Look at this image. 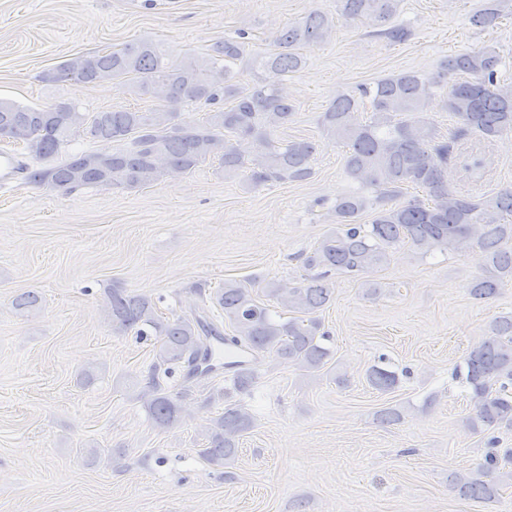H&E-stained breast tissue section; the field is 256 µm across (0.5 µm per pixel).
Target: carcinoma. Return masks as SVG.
<instances>
[{
	"instance_id": "1",
	"label": "carcinoma",
	"mask_w": 512,
	"mask_h": 512,
	"mask_svg": "<svg viewBox=\"0 0 512 512\" xmlns=\"http://www.w3.org/2000/svg\"><path fill=\"white\" fill-rule=\"evenodd\" d=\"M342 14L375 27V34L391 42L406 40L407 29L389 24L397 0H341ZM498 9L488 6L473 16L480 28L496 25ZM335 22L323 13L285 26L275 37L278 51L247 57L246 33L215 43L209 53L176 56L153 41H137L116 50H97L70 58L45 75L49 82L102 81L129 86L137 95L155 100V108L82 112L71 102L21 105L0 99V128L16 126L29 136L26 149L41 159L56 155L75 136L106 144L131 138L135 146L110 151L85 152L65 162L43 167L18 164L23 179L37 186L71 191L87 185L132 189L152 184L168 173H189L210 158H218L224 175L247 172V179L267 182L305 181L312 175L316 144L306 138L281 142L277 129L292 121L296 108L274 83L239 80L241 65L282 75L304 65L301 49L329 39ZM502 57L491 47L459 53L450 58L433 83L406 71L379 80L359 96L341 95L323 112L321 124L346 147L345 169L363 187H373L370 198L353 192L336 200V228L326 234L303 259L317 274L289 288H268L276 298L298 313L277 320L252 289L226 282L210 294L224 311L231 334L198 317L166 319L157 314L151 299L124 288L109 294L112 325L139 336L156 338V351L140 399L156 428L167 430L181 421L183 392L174 397L164 380L181 368L189 375H205L209 349L204 339L216 336L252 353H269L280 363L312 374L322 370L330 352L321 342V322L316 313L333 296L331 279L340 274L357 278L387 263L403 246L425 254L476 248L485 258L484 274L470 294L490 300L512 282V189L476 200L448 184V157L454 143L437 140L428 124H408L405 112H429L435 105L456 119L455 143L477 135L491 142L512 132V83L499 79ZM218 105L193 126L173 123L170 107L197 103ZM370 110L369 120L358 113ZM408 187L419 188L427 200L404 198ZM371 213V220L360 217ZM34 292L17 295L16 309H37ZM466 381L478 404L473 424L490 430L512 426V314L490 322L488 334L470 348L463 359ZM369 385L380 393L395 389L396 374L374 366L367 373ZM255 383L249 364L234 369L233 386L248 392ZM253 427L252 416L241 406L228 404L209 417L204 427L205 446L200 455L223 467L235 460L239 438ZM492 448L480 468L455 475L453 488L463 497L493 500L499 490L491 476L500 469V457Z\"/></svg>"
}]
</instances>
